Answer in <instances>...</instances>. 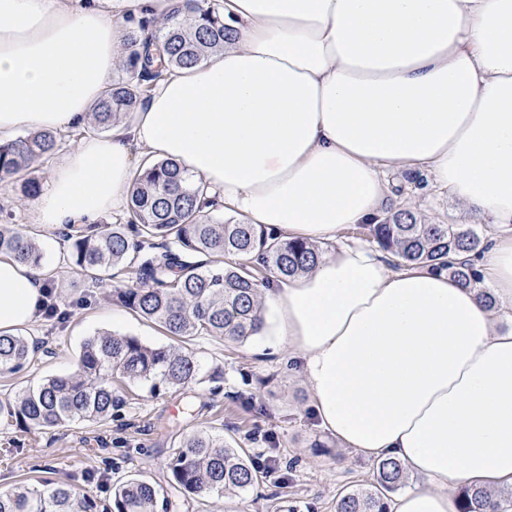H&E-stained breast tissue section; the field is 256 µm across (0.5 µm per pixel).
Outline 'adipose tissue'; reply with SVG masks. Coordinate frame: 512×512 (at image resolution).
<instances>
[{
  "label": "adipose tissue",
  "instance_id": "1",
  "mask_svg": "<svg viewBox=\"0 0 512 512\" xmlns=\"http://www.w3.org/2000/svg\"><path fill=\"white\" fill-rule=\"evenodd\" d=\"M186 0H0V142L83 122L128 22ZM235 39L160 80L130 123L55 163L34 221L125 211L142 156L200 176L224 210L333 244L265 290L321 428L422 477L389 512H459L464 488L512 486V0H223ZM431 177L496 232L482 290L364 244L392 171ZM43 268L0 258V330L31 325Z\"/></svg>",
  "mask_w": 512,
  "mask_h": 512
}]
</instances>
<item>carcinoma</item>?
Instances as JSON below:
<instances>
[{"label": "carcinoma", "instance_id": "carcinoma-1", "mask_svg": "<svg viewBox=\"0 0 512 512\" xmlns=\"http://www.w3.org/2000/svg\"><path fill=\"white\" fill-rule=\"evenodd\" d=\"M229 29L217 8L203 17L157 27V52L148 43L130 51L123 62L125 77L112 83L89 113L90 132L105 131L136 111L153 82L167 73L196 64L224 50ZM58 135L40 131L0 145V172L22 182L21 192L32 200L39 183L28 177L36 162L51 158ZM145 171L130 191L128 210L118 224L71 227L63 233L70 242L69 260L99 285L97 272L121 267L135 284L115 289L116 298L141 318L158 324L178 346L151 347L132 336L99 333L85 340L77 369L48 377L20 392L0 410L24 430H48L75 421L103 422L112 418L120 398L112 376L160 386L183 388L198 381L200 364L189 346L194 336H214L243 342L264 325L260 290L270 279L257 269L279 277L311 271L321 259L313 243L269 235L254 224L226 222L206 209L203 180L184 175L164 161L143 160ZM366 237L383 250L422 268L447 269L464 284L480 275L466 261L448 264V253L475 252L482 244L467 224H424L414 214L398 211L380 224H361ZM38 265L43 256L32 232L0 225V257ZM39 342L22 334L0 332V373H15L32 361ZM169 469L174 489L200 498L248 491L260 468L224 437L196 432L183 437ZM404 478L396 459L378 463L377 492H349L336 499V512H387L384 493ZM512 490L498 494L461 491L460 512H507ZM158 492L150 482L133 477L112 487V512H157ZM95 503L73 492L66 483L41 489L24 485L0 493V512H94Z\"/></svg>", "mask_w": 512, "mask_h": 512}]
</instances>
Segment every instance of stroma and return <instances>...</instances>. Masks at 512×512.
Instances as JSON below:
<instances>
[{"instance_id":"1","label":"stroma","mask_w":512,"mask_h":512,"mask_svg":"<svg viewBox=\"0 0 512 512\" xmlns=\"http://www.w3.org/2000/svg\"><path fill=\"white\" fill-rule=\"evenodd\" d=\"M391 181L396 194L391 210L408 203L425 224L478 223L427 177L395 173ZM38 243L54 273L51 299L71 315L62 322L42 317L24 327V335L42 346L20 372L0 374V401L74 371L82 343L104 331L153 347L170 345L160 327L114 300V289L128 283L124 272H102L100 287H88L84 273L69 262V245L58 231L40 229ZM193 346L203 368H223L222 381L156 394L146 383H115L122 403L111 420L99 424L76 421L23 432L1 416L0 491L66 482L95 500L96 512H110L113 485L138 477L156 486L159 500L173 501L172 512H335L341 493L373 489L375 461L342 447L320 428L309 389L287 351L272 352L268 337L260 335L243 342L200 336ZM210 430L221 431L227 444L264 466L249 491L201 501L172 487L173 450L185 435Z\"/></svg>"}]
</instances>
